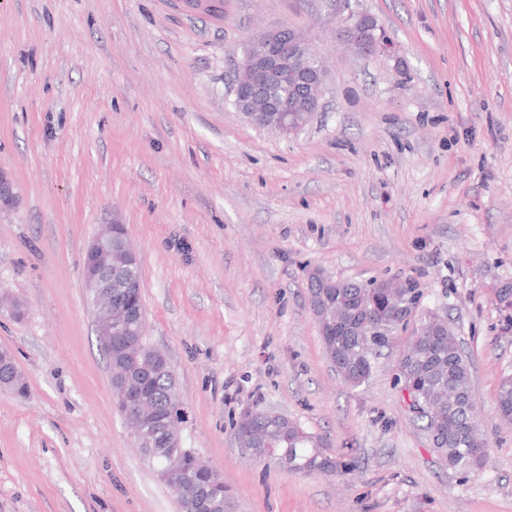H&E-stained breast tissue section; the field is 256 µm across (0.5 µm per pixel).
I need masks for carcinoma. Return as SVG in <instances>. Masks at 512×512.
<instances>
[{"label":"carcinoma","instance_id":"carcinoma-1","mask_svg":"<svg viewBox=\"0 0 512 512\" xmlns=\"http://www.w3.org/2000/svg\"><path fill=\"white\" fill-rule=\"evenodd\" d=\"M123 253L118 244H112V296L122 302L128 299L120 279ZM376 308L377 314L390 330L395 308L385 302L382 289L368 288L361 282L347 281L340 294L331 299L326 317L343 324L348 332L341 336L322 335L326 355L336 364V372L352 387H358L370 377L380 350L389 345L390 337L373 335L374 328L364 323L360 306ZM124 336L113 337L112 346L103 350L112 369V380L128 382L144 378L150 382V398L146 408L159 417L143 430V435L153 444L142 449L144 456L158 473L168 470L178 458L184 459L183 474L190 493L205 499V512H228L225 497L209 494L210 485L223 480L222 475L209 462H196L195 452L178 447L181 439L176 436L178 426L166 423L167 416H183V409L174 376L156 369L145 374L132 358L133 350L126 347ZM398 375H407L415 382L414 397L418 405L426 408L420 419L426 421L429 433L437 434L434 450L451 468L463 474L479 472L488 456V445L481 430L479 410L473 400L471 371L464 358L460 343L450 329L433 335L425 325H420L397 363ZM11 391L27 388L24 375L15 359L0 362V386ZM497 405L501 415L512 418V377L499 381ZM253 426L263 430L260 442H251L248 452L258 458H272L281 466L299 473L336 472V462L318 453L317 444L310 435L287 416L271 410H259Z\"/></svg>","mask_w":512,"mask_h":512}]
</instances>
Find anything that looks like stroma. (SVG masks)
<instances>
[{
  "instance_id": "obj_1",
  "label": "stroma",
  "mask_w": 512,
  "mask_h": 512,
  "mask_svg": "<svg viewBox=\"0 0 512 512\" xmlns=\"http://www.w3.org/2000/svg\"><path fill=\"white\" fill-rule=\"evenodd\" d=\"M384 41L357 54L340 13ZM305 32L323 104L283 137L231 107L258 29ZM0 512H176L112 396L82 260L111 220L141 259L147 343L186 413L184 447L224 476L230 512H512V0H0ZM415 279L470 361L489 448L464 475L407 412L399 331L364 384L327 359L309 276ZM296 421L336 473L240 448L243 408ZM3 385L11 391H22L27 390V383L24 375L21 373L15 359L12 357L4 363L0 360V387Z\"/></svg>"
}]
</instances>
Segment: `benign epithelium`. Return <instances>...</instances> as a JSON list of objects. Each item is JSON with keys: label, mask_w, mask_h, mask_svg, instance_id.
<instances>
[{"label": "benign epithelium", "mask_w": 512, "mask_h": 512, "mask_svg": "<svg viewBox=\"0 0 512 512\" xmlns=\"http://www.w3.org/2000/svg\"><path fill=\"white\" fill-rule=\"evenodd\" d=\"M339 38L358 53L375 50L381 39L373 18L352 11L342 16ZM326 65L309 39L282 26L254 33L243 47L233 88V108L250 122L289 135L305 126L322 106ZM14 184L0 171V206L14 202ZM124 236L117 222L105 226L90 240L83 259L86 292L94 296L96 335L112 342L113 327L132 312V306L112 305V237ZM309 303L315 319L322 318L327 296L342 287L341 280L314 272L309 281ZM145 387L119 383L113 389L118 404L138 408Z\"/></svg>", "instance_id": "7a95c632"}]
</instances>
